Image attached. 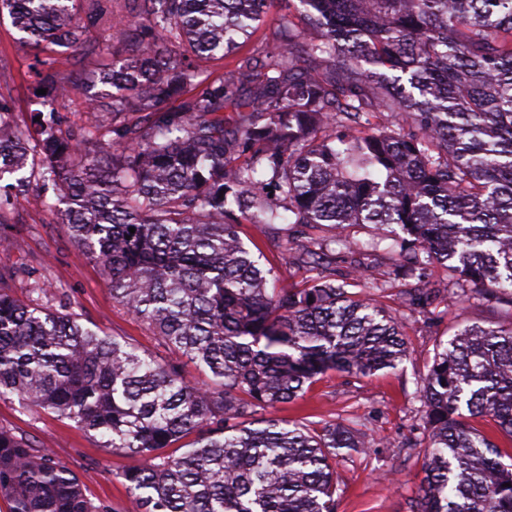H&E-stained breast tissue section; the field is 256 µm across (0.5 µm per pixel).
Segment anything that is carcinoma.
Segmentation results:
<instances>
[{
	"label": "carcinoma",
	"instance_id": "cac0c4a2",
	"mask_svg": "<svg viewBox=\"0 0 512 512\" xmlns=\"http://www.w3.org/2000/svg\"><path fill=\"white\" fill-rule=\"evenodd\" d=\"M298 2L260 67L248 55L213 78L198 61L232 55L273 0H0L36 51L107 53L91 35L114 27L132 51H110L112 66L88 79V111L104 99L110 111L66 133L54 62L31 66L47 89L34 132L7 134L14 113L0 99V181L15 177L18 193L40 181L65 204L61 222L112 298L167 351L0 288V398L142 457L120 474L126 512H336L340 450H365L356 432L257 414L303 398L328 369L369 377L407 357L386 284L360 298L332 278L331 250L293 239L283 261L305 276L271 288L242 225L295 224L332 243L354 225L385 227L404 275L437 264L462 300L512 311V0ZM185 359L207 385L184 378ZM419 394L417 512H512V452L469 424L512 437V326H467L438 345ZM0 501L111 512L4 427Z\"/></svg>",
	"mask_w": 512,
	"mask_h": 512
}]
</instances>
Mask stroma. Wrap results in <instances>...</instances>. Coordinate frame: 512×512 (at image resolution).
Returning <instances> with one entry per match:
<instances>
[{
  "mask_svg": "<svg viewBox=\"0 0 512 512\" xmlns=\"http://www.w3.org/2000/svg\"><path fill=\"white\" fill-rule=\"evenodd\" d=\"M60 76L75 83V90L57 104L68 126L89 121L86 110V76L96 70V55L76 57L54 54ZM33 51L22 44L21 35L10 20L0 21V98L11 104L17 121L27 119L36 108L34 79L30 66ZM40 183H31L16 207L0 220V231L12 237L8 247H0V269L16 270L8 280L13 294L30 299L35 282L49 285L41 302L47 306L66 303L83 325L110 336L129 339L141 350L161 357L165 354L158 336L146 323L129 314L112 299L108 282L72 241L57 213L43 207ZM375 225L352 227L357 247L337 248L333 265L337 281L372 283L387 278L393 268L390 253L360 249L361 241L378 235ZM288 224L275 225L267 233L244 226L242 239L247 246H258L269 265L276 270L278 286L300 280L297 269L279 257V239L295 236ZM426 283L438 295L426 312L405 311V339L409 357L397 369L356 378L338 370L317 376L303 399L281 404L270 414L279 419L308 418L318 422L337 420L366 433L371 440L367 452L351 451L336 464V512H415L423 477V435L418 428L422 408L418 387L432 363L438 342L453 337L469 324L512 325V312L497 305L473 299L459 302L448 293V273L436 265L422 267L417 277L392 281L389 306H397L402 293ZM0 426L14 429L37 448L51 449L79 478L86 494L95 503L123 512L127 506L120 473L134 466L133 458L99 448L90 434L74 422L23 407L18 397L0 399Z\"/></svg>",
  "mask_w": 512,
  "mask_h": 512,
  "instance_id": "obj_1",
  "label": "stroma"
}]
</instances>
